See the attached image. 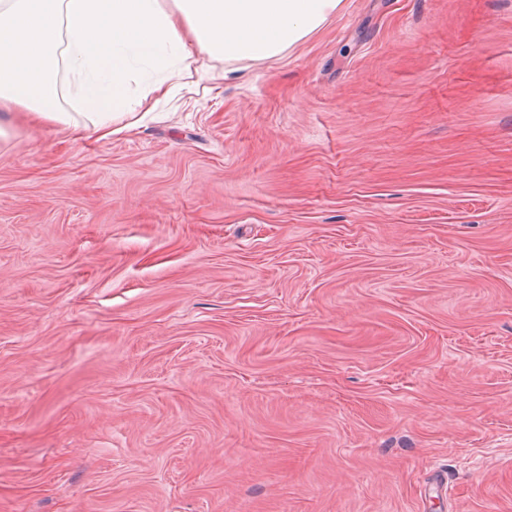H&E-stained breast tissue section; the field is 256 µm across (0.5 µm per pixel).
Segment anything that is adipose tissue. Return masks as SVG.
Listing matches in <instances>:
<instances>
[{"label":"adipose tissue","mask_w":512,"mask_h":512,"mask_svg":"<svg viewBox=\"0 0 512 512\" xmlns=\"http://www.w3.org/2000/svg\"><path fill=\"white\" fill-rule=\"evenodd\" d=\"M342 0H0V112L83 129L60 106L59 71L106 139L168 97L193 53L215 60L289 56ZM140 74L141 97L129 94Z\"/></svg>","instance_id":"1"}]
</instances>
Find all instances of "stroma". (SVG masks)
<instances>
[{"label":"stroma","instance_id":"35a3bbf8","mask_svg":"<svg viewBox=\"0 0 512 512\" xmlns=\"http://www.w3.org/2000/svg\"><path fill=\"white\" fill-rule=\"evenodd\" d=\"M188 64L0 112V512H512V0Z\"/></svg>","mask_w":512,"mask_h":512}]
</instances>
